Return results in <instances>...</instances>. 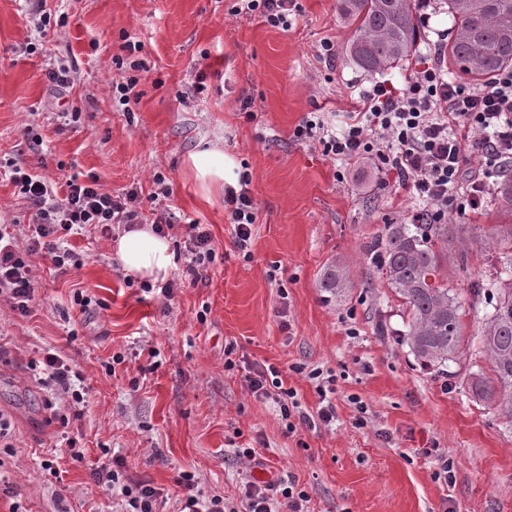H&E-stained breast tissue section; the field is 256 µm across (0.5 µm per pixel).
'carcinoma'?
<instances>
[{"instance_id": "1", "label": "carcinoma", "mask_w": 512, "mask_h": 512, "mask_svg": "<svg viewBox=\"0 0 512 512\" xmlns=\"http://www.w3.org/2000/svg\"><path fill=\"white\" fill-rule=\"evenodd\" d=\"M453 21L448 40L449 73L486 81L512 68V0H438ZM337 13L353 27L345 54L371 74L409 64L422 36L413 0H336ZM498 194L512 206V169L502 173ZM446 224H385L371 249L378 252L380 278L399 299L403 329L398 342L420 366L443 371L462 354V301L448 287L444 260ZM350 282L332 265L319 280L324 301L342 297ZM493 289L490 309L482 312L481 333L471 355L488 362V372L469 374L467 385L479 401L512 423V277L498 276L471 288L475 301Z\"/></svg>"}]
</instances>
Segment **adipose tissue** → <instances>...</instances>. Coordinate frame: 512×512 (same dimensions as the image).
I'll return each instance as SVG.
<instances>
[{"instance_id":"1","label":"adipose tissue","mask_w":512,"mask_h":512,"mask_svg":"<svg viewBox=\"0 0 512 512\" xmlns=\"http://www.w3.org/2000/svg\"><path fill=\"white\" fill-rule=\"evenodd\" d=\"M114 253L126 275L141 281L154 284L164 281L172 267L168 239L156 235L147 224L120 235Z\"/></svg>"}]
</instances>
